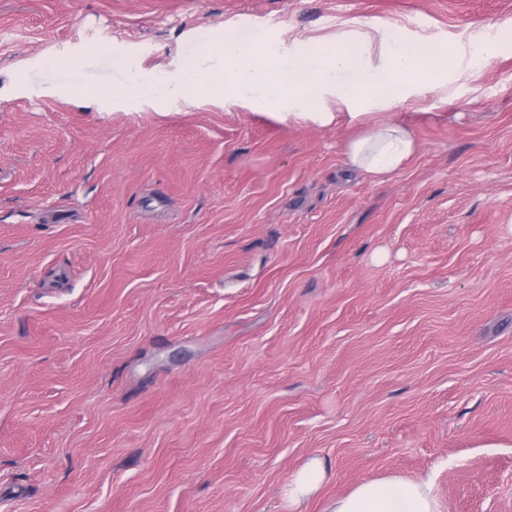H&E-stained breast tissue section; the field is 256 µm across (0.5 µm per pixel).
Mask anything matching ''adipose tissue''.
<instances>
[{
  "mask_svg": "<svg viewBox=\"0 0 512 512\" xmlns=\"http://www.w3.org/2000/svg\"><path fill=\"white\" fill-rule=\"evenodd\" d=\"M416 150V140L407 127L396 122L377 123L364 137L351 143L348 164L367 178L382 181L402 168ZM327 476V464L322 457L308 458L282 490L290 512H300L301 507L320 491ZM324 512L439 510L431 479L389 477L360 482L349 493L332 500Z\"/></svg>",
  "mask_w": 512,
  "mask_h": 512,
  "instance_id": "1",
  "label": "adipose tissue"
}]
</instances>
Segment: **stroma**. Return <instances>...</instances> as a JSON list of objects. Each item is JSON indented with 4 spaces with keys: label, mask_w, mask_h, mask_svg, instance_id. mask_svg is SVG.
<instances>
[{
    "label": "stroma",
    "mask_w": 512,
    "mask_h": 512,
    "mask_svg": "<svg viewBox=\"0 0 512 512\" xmlns=\"http://www.w3.org/2000/svg\"><path fill=\"white\" fill-rule=\"evenodd\" d=\"M246 18L447 51L386 109L418 153L351 171L333 100L86 95ZM312 455L302 512L387 476L512 512V0H0V512H288ZM328 476L326 461L320 456L308 458L296 471L282 490V496L288 503L290 512L297 511L315 496Z\"/></svg>",
    "instance_id": "stroma-1"
}]
</instances>
